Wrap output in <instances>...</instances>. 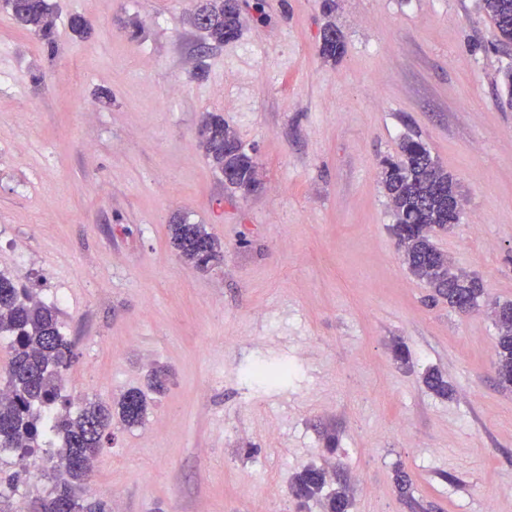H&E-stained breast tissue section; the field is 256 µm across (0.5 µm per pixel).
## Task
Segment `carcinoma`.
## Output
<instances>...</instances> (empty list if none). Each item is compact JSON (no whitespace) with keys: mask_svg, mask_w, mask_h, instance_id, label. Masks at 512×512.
<instances>
[{"mask_svg":"<svg viewBox=\"0 0 512 512\" xmlns=\"http://www.w3.org/2000/svg\"><path fill=\"white\" fill-rule=\"evenodd\" d=\"M484 9L499 33V46H512V0H483ZM8 8L21 24L51 40L53 21L46 0H9ZM198 9L209 16L210 36L221 42L226 34L242 26L239 0H204ZM320 55L337 61L345 52L339 31L323 33ZM210 136L204 142L207 157L217 166L248 171L257 168L242 148L226 146L236 140L234 132L218 115L205 119ZM382 184L395 218L393 232L404 244L410 271L424 280L432 300L468 313L478 306L482 288L474 279L455 272L448 256L431 241V234L448 231V214L459 198L458 185L450 173L432 157L419 140L406 138L400 155L386 163ZM171 240L180 256L197 269L207 256L223 257L220 242L202 224L181 220L170 225ZM495 317L499 336L495 347V368L500 382L512 386V302L497 305ZM12 337L11 357L6 371L5 393L0 394V454L13 459L12 465L27 470L28 459L42 448L48 431L61 436L58 457L62 461L51 477L49 492L36 498L44 512H105L103 504L83 500L78 492L92 466L88 453L98 452L110 435L113 418L126 427L143 423L148 409L144 391L129 389L115 408L88 402L71 413L69 402L61 399L63 372L74 357L72 343L63 335L57 309L33 298L13 279L0 274V335ZM326 473L309 466L295 475L289 488L302 506L313 501L322 512H348L352 498L347 487L323 493Z\"/></svg>","mask_w":512,"mask_h":512,"instance_id":"1","label":"carcinoma"}]
</instances>
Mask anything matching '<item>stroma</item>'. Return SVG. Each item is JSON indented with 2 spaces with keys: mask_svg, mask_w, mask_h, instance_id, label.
<instances>
[{
  "mask_svg": "<svg viewBox=\"0 0 512 512\" xmlns=\"http://www.w3.org/2000/svg\"><path fill=\"white\" fill-rule=\"evenodd\" d=\"M48 2V40L0 8V273L56 305L75 344L63 398L165 383L141 425H113L83 496L299 512L289 482L314 465L347 481L351 512H410L401 470L424 512H512L493 313L512 301V49L482 0H240V37L210 48L192 0ZM329 24L336 63L319 55ZM210 113L262 189L227 187L206 159ZM407 136L459 183L461 219L434 242L481 281L470 314L431 300L391 231L381 163ZM181 218L221 241V264L182 260ZM280 359L296 377L248 392L243 370ZM319 52L325 60L334 62L342 57L345 52V44L339 30L336 29L331 35L328 34L326 28H324Z\"/></svg>",
  "mask_w": 512,
  "mask_h": 512,
  "instance_id": "1",
  "label": "stroma"
}]
</instances>
